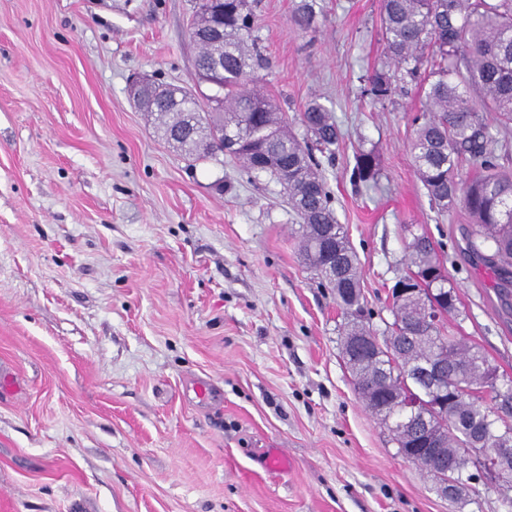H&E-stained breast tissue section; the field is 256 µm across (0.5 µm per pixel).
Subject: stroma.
Listing matches in <instances>:
<instances>
[{"instance_id":"stroma-1","label":"stroma","mask_w":512,"mask_h":512,"mask_svg":"<svg viewBox=\"0 0 512 512\" xmlns=\"http://www.w3.org/2000/svg\"><path fill=\"white\" fill-rule=\"evenodd\" d=\"M250 0L257 88L294 123L313 99L343 140L325 166L370 326L403 243L429 237L457 287L448 325L512 377V297L464 255L416 171L419 86L385 101L380 0ZM190 0H0V512H511L452 502L360 402L343 315L303 263L283 188L170 148L137 74L206 99ZM377 182L355 184L359 150ZM288 459L266 468L269 449Z\"/></svg>"}]
</instances>
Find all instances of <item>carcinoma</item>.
<instances>
[{
  "instance_id": "cac0c4a2",
  "label": "carcinoma",
  "mask_w": 512,
  "mask_h": 512,
  "mask_svg": "<svg viewBox=\"0 0 512 512\" xmlns=\"http://www.w3.org/2000/svg\"><path fill=\"white\" fill-rule=\"evenodd\" d=\"M313 17V4L300 0L295 22L305 27ZM381 22L385 62L368 76L370 93L382 100L396 82L424 86L425 109L414 118L412 142L420 181L441 212L460 207L472 217L469 251L511 284L512 171L498 160L502 134L512 127V0H381ZM254 32L247 0L194 3L190 36L199 47L197 66L221 84L223 97H210L203 106L187 89L153 83L143 111L158 121L167 143L196 160L217 157L215 135L234 133L239 147L228 156L284 186L299 218L303 260L343 310L342 353L361 402L388 427L398 451L436 446L442 460L466 474L470 459L462 449L512 448V380L495 385L497 369L482 351L445 326L446 317L459 313L456 288L446 278L424 281L422 295L393 298L383 348L362 356L351 350L348 339L369 330L362 320L359 260L313 154L332 161L341 133L313 99L300 114L311 141L301 142L286 131L272 102L247 89L258 61L249 50ZM464 163L475 169L469 179L461 174ZM377 166L374 152L361 151L352 177L375 182ZM405 252L409 278L440 267L423 234L405 242ZM434 303L441 314L433 312ZM440 357L448 362L447 379L432 388L417 373ZM406 377L414 390L448 401L447 410L430 415L427 436L402 430L391 405ZM443 412L454 423L446 440L437 435Z\"/></svg>"
}]
</instances>
